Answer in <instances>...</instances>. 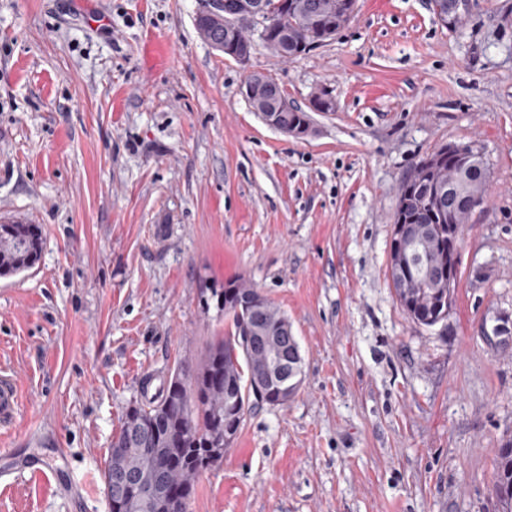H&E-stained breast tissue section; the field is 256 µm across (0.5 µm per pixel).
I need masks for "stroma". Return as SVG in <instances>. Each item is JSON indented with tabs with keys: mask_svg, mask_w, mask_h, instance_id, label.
Listing matches in <instances>:
<instances>
[{
	"mask_svg": "<svg viewBox=\"0 0 512 512\" xmlns=\"http://www.w3.org/2000/svg\"><path fill=\"white\" fill-rule=\"evenodd\" d=\"M200 0H0V220L39 227L0 277V373L21 410L0 512H109L100 479L146 379L224 334L217 293L261 289L292 324L303 384L250 410L189 512H498L512 444V0H356L335 37L249 64L199 35ZM105 19L89 22L94 10ZM263 71L307 112L294 138L242 94ZM330 111L313 107L318 92ZM480 150L455 302L426 327L388 276L411 166ZM496 470V497L503 505V512H512V445L500 448Z\"/></svg>",
	"mask_w": 512,
	"mask_h": 512,
	"instance_id": "35a3bbf8",
	"label": "stroma"
}]
</instances>
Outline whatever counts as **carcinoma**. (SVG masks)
Instances as JSON below:
<instances>
[{
  "label": "carcinoma",
  "instance_id": "cac0c4a2",
  "mask_svg": "<svg viewBox=\"0 0 512 512\" xmlns=\"http://www.w3.org/2000/svg\"><path fill=\"white\" fill-rule=\"evenodd\" d=\"M356 0H288L260 39L273 56L290 58L309 44L338 33L353 17ZM224 16L209 19L204 40L224 44ZM399 189L393 223L403 225L394 239L388 272L400 305L416 323L433 326L447 319L455 289L448 287V263L453 253L448 225L463 226L487 191L485 160L468 155L412 165ZM452 191L454 207L439 209L429 201L430 189ZM42 238L34 224H0V276L30 268L41 252ZM224 336L208 348L193 367L177 366L151 401L127 408L113 438L105 476L112 477L107 500L119 512H187L199 475L218 464L214 449L224 434L237 437L253 404L288 403L303 382V357L280 346V331L288 317L260 289L244 281L224 286ZM288 373V393L258 395L273 368ZM188 384L182 385V379ZM161 470L166 495L156 500L137 492L135 484ZM495 494L503 512H512V445L499 450Z\"/></svg>",
  "mask_w": 512,
  "mask_h": 512
}]
</instances>
